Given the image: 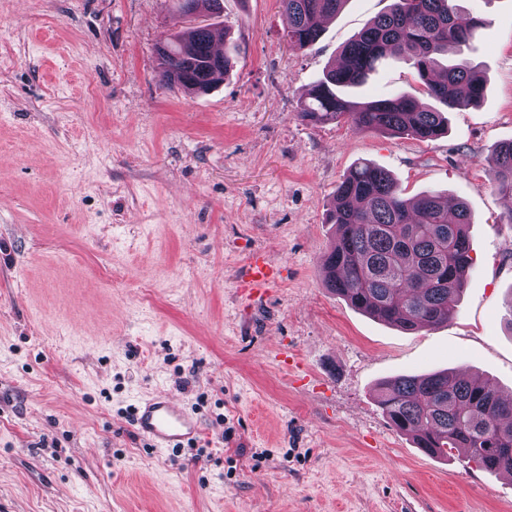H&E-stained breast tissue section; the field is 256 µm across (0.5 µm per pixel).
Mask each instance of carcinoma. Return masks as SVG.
<instances>
[{
	"label": "carcinoma",
	"instance_id": "1",
	"mask_svg": "<svg viewBox=\"0 0 512 512\" xmlns=\"http://www.w3.org/2000/svg\"><path fill=\"white\" fill-rule=\"evenodd\" d=\"M348 0H282L288 43L303 49L322 35L320 20L338 14ZM188 26L155 46L158 73L167 85L206 92L224 81L235 49H212L213 31L200 17H219L224 0H180ZM483 21L459 0H393L388 12L341 50L332 65L299 98L298 116L313 124L344 120L394 137L434 139L448 130L443 112L414 97L379 96L366 102L344 97L363 85L385 57L395 54L411 68L424 92L447 110L481 100L482 72L464 61L443 64L451 46H466ZM487 166L500 193L512 197V142L496 146ZM336 242L323 268L330 290L369 316L411 331L448 321L464 290L472 263L461 203L448 217V201L425 192L406 199L383 168L358 163L336 190L329 214ZM378 405L416 447L433 455L464 449L468 459L492 473H512V397L486 381L454 371L401 375L381 383Z\"/></svg>",
	"mask_w": 512,
	"mask_h": 512
}]
</instances>
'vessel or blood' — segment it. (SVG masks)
<instances>
[{"instance_id": "obj_1", "label": "vessel or blood", "mask_w": 512, "mask_h": 512, "mask_svg": "<svg viewBox=\"0 0 512 512\" xmlns=\"http://www.w3.org/2000/svg\"><path fill=\"white\" fill-rule=\"evenodd\" d=\"M276 280L277 272L264 255L250 257L243 278L250 293H265ZM129 422L133 431L157 451L188 447L203 431L201 420L168 393L138 401Z\"/></svg>"}]
</instances>
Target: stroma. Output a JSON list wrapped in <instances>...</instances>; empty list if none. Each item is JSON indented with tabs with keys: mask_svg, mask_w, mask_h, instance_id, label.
Segmentation results:
<instances>
[{
	"mask_svg": "<svg viewBox=\"0 0 512 512\" xmlns=\"http://www.w3.org/2000/svg\"><path fill=\"white\" fill-rule=\"evenodd\" d=\"M177 3L0 0V512H512V479L421 453L376 401L447 368L512 396V207L485 165L512 141V0H461L484 25L447 58L486 94L427 141L297 115L391 0H349L304 50L280 0H224L238 53L199 95L156 74ZM391 92L434 104L394 55L349 95ZM363 159L466 204L448 322L405 331L328 289L327 214ZM256 252L278 277L250 298ZM163 392L201 418L196 448L132 431Z\"/></svg>",
	"mask_w": 512,
	"mask_h": 512,
	"instance_id": "35a3bbf8",
	"label": "stroma"
}]
</instances>
